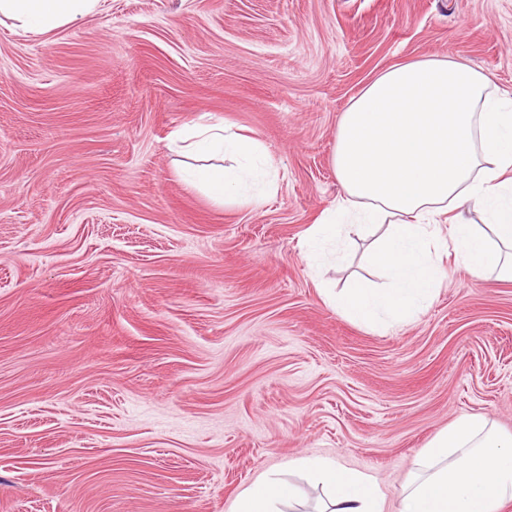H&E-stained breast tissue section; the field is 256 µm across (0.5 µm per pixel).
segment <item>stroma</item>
<instances>
[{
	"instance_id": "1",
	"label": "stroma",
	"mask_w": 512,
	"mask_h": 512,
	"mask_svg": "<svg viewBox=\"0 0 512 512\" xmlns=\"http://www.w3.org/2000/svg\"><path fill=\"white\" fill-rule=\"evenodd\" d=\"M451 57L512 93V0H100L42 37L0 17V512H233L328 457L384 512L428 441L480 414L512 435V281L454 259L385 327L326 298L367 260L309 261L341 196L344 110L374 77ZM218 119L277 170L215 203L173 131Z\"/></svg>"
}]
</instances>
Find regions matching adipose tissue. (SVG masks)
I'll use <instances>...</instances> for the list:
<instances>
[{
  "mask_svg": "<svg viewBox=\"0 0 512 512\" xmlns=\"http://www.w3.org/2000/svg\"><path fill=\"white\" fill-rule=\"evenodd\" d=\"M98 3L0 0V15L38 35L86 19ZM188 135L197 148L239 161L191 173L215 202L238 203L249 176L274 189L275 166L257 140L221 122L193 126ZM333 162L343 194L309 244L389 221L370 255L389 287L351 280L330 298L341 316L392 324L415 318L434 298L449 256L473 278L495 271L512 279V202L500 199L512 189V97L496 92L483 71L432 57L392 66L344 112ZM472 206L487 207L486 228L467 221ZM291 466L327 491L320 512H383L381 490L366 473L319 457H300ZM297 496L293 484L267 477L237 498L234 512H283ZM511 500L512 438L497 437L486 418L471 415L439 431L419 454L399 512H500Z\"/></svg>",
  "mask_w": 512,
  "mask_h": 512,
  "instance_id": "obj_1",
  "label": "adipose tissue"
}]
</instances>
